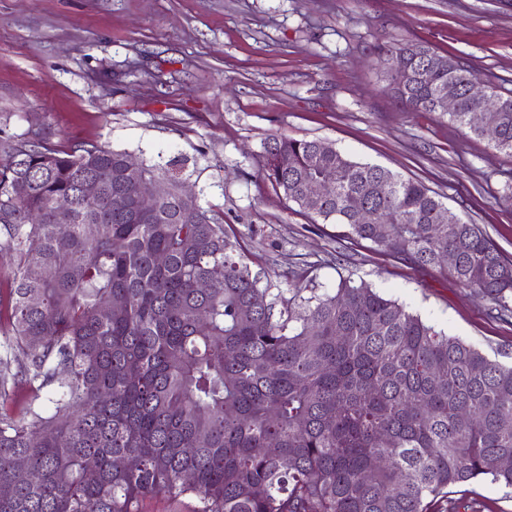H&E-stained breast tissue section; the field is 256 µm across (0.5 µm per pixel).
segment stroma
Wrapping results in <instances>:
<instances>
[{"label": "stroma", "mask_w": 512, "mask_h": 512, "mask_svg": "<svg viewBox=\"0 0 512 512\" xmlns=\"http://www.w3.org/2000/svg\"><path fill=\"white\" fill-rule=\"evenodd\" d=\"M422 40L512 92V0H0V128L175 169L243 238L254 271L319 291L365 280L512 361V318L446 272L323 222L263 181L273 135L323 139L424 183L512 257V159L387 92L381 46ZM464 512H512L488 478Z\"/></svg>", "instance_id": "1"}]
</instances>
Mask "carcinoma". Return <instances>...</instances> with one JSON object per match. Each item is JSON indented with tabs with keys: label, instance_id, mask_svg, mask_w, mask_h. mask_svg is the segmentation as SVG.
<instances>
[{
	"label": "carcinoma",
	"instance_id": "cac0c4a2",
	"mask_svg": "<svg viewBox=\"0 0 512 512\" xmlns=\"http://www.w3.org/2000/svg\"><path fill=\"white\" fill-rule=\"evenodd\" d=\"M380 59L406 111L479 136L467 116L483 109L493 148L512 157V94L470 99L473 69L425 42L390 43ZM448 88L455 112L435 105ZM322 144L274 135L260 173L294 203L336 171L312 214L512 310V259L477 225L423 183ZM126 156L0 129L8 324L30 391L21 417L0 413V512H139L159 493L196 497L195 512H457L452 488L482 476L512 487V467L491 465L512 458V365L363 280L322 294L263 281L223 217L179 223L198 201L169 170L140 163L139 180L167 192L139 208L124 194ZM366 204L379 223L358 222ZM60 370L67 381L43 413ZM464 409L476 417L460 420Z\"/></svg>",
	"mask_w": 512,
	"mask_h": 512
}]
</instances>
